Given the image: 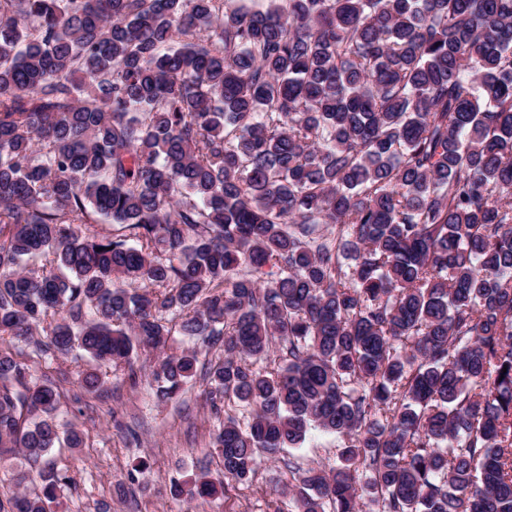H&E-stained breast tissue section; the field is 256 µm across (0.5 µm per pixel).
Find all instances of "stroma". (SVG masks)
<instances>
[{
	"label": "stroma",
	"mask_w": 512,
	"mask_h": 512,
	"mask_svg": "<svg viewBox=\"0 0 512 512\" xmlns=\"http://www.w3.org/2000/svg\"><path fill=\"white\" fill-rule=\"evenodd\" d=\"M88 367L70 358L36 367L66 374L59 420L78 423L88 434L84 448L58 446L49 453L72 477L63 512H288L289 499L279 493L288 472L279 462H260L252 485L232 482L212 497L171 493L172 483L188 487L201 472L220 470L213 444L218 420L201 380L161 401L149 375H139L133 385L119 370L107 375L108 395L99 400L81 394L75 383L78 371ZM341 446L336 434L314 429L302 447L285 454L300 466H315L335 462Z\"/></svg>",
	"instance_id": "stroma-1"
}]
</instances>
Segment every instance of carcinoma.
Returning <instances> with one entry per match:
<instances>
[{"mask_svg": "<svg viewBox=\"0 0 512 512\" xmlns=\"http://www.w3.org/2000/svg\"><path fill=\"white\" fill-rule=\"evenodd\" d=\"M176 319L203 348L157 395L251 410L224 478L318 426L340 464L288 461L293 512H512V0H0V456L59 440L33 364L99 397Z\"/></svg>", "mask_w": 512, "mask_h": 512, "instance_id": "cac0c4a2", "label": "carcinoma"}]
</instances>
